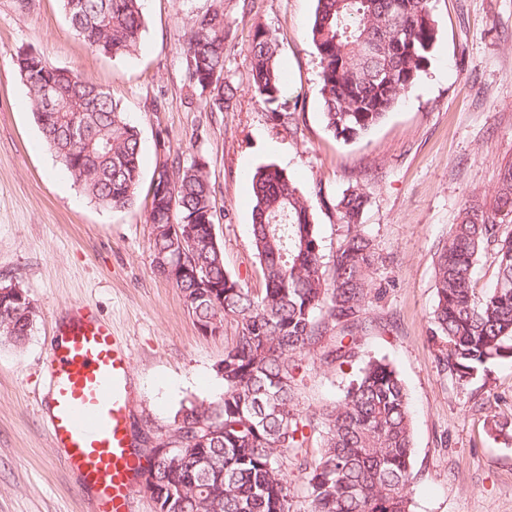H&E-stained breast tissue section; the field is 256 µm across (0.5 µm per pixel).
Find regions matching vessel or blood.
<instances>
[{
	"mask_svg": "<svg viewBox=\"0 0 512 512\" xmlns=\"http://www.w3.org/2000/svg\"><path fill=\"white\" fill-rule=\"evenodd\" d=\"M131 361L110 323L88 307L56 325L46 374L47 431L96 498L92 512H132L139 465L128 429Z\"/></svg>",
	"mask_w": 512,
	"mask_h": 512,
	"instance_id": "b4317fda",
	"label": "vessel or blood"
}]
</instances>
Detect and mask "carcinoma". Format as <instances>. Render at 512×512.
I'll return each instance as SVG.
<instances>
[{
	"mask_svg": "<svg viewBox=\"0 0 512 512\" xmlns=\"http://www.w3.org/2000/svg\"><path fill=\"white\" fill-rule=\"evenodd\" d=\"M72 31L114 56L137 51L145 29L142 0H61ZM306 37L319 58V93L326 128L343 141L376 126L416 86L437 40L430 0H316ZM224 3L215 0L185 40L188 82L209 92L210 111L229 108L237 88L224 80ZM272 31L255 30L247 48L248 91L282 125L278 110L287 78ZM14 64L26 82L41 132L84 193L103 208L132 205L141 181V138L121 106L73 70L39 54L19 52ZM68 95L65 110L43 112L46 85ZM78 123L82 133L73 138ZM252 244L265 288L253 295L224 266L220 241L207 224L221 211L212 199L202 158L185 164L165 156L149 183L148 224H196L192 256L199 278L173 281L199 325L214 318L235 325L218 369L224 394L191 401L174 415L161 449L137 456L138 471L155 475V512H295L291 472L303 475L309 512H412L413 426L407 390L385 358L362 357L373 268L378 256L361 228L368 194L347 187L335 201L345 233L324 269L316 224L296 182L273 165L252 176ZM512 162L500 168L492 195L475 192L460 209L435 264L432 338L461 382L488 362L512 359ZM496 246L495 287L479 294L472 269ZM155 272L174 257V242L150 233ZM35 308L0 298V343L23 346ZM357 365L336 401L310 413L297 401L296 370L305 361Z\"/></svg>",
	"mask_w": 512,
	"mask_h": 512,
	"instance_id": "obj_1",
	"label": "carcinoma"
}]
</instances>
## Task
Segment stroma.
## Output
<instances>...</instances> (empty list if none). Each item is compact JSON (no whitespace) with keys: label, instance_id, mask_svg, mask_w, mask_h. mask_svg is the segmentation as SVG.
Here are the masks:
<instances>
[{"label":"stroma","instance_id":"obj_1","mask_svg":"<svg viewBox=\"0 0 512 512\" xmlns=\"http://www.w3.org/2000/svg\"><path fill=\"white\" fill-rule=\"evenodd\" d=\"M213 0H144L137 52L115 57L74 34L60 0L19 9L0 0V282L23 288L37 313L24 346L0 344V512H87L90 496L53 448L40 402L56 319L85 304L131 352L129 428L168 434L182 403L224 392L216 367L234 335L202 332L178 288L154 270L149 200L100 207L44 140L12 58L41 54L109 91L141 132L142 178L161 153L204 158L224 215V265L243 287H264L252 246L251 176L275 165L309 197L325 258L343 227L332 201L349 185L369 194L361 223L379 260L360 351L386 358L408 393L414 429L412 512H512V361L487 364L459 385L430 338L434 268L472 193H492L512 161V0H432L438 39L416 88L365 136L343 142L322 120L319 59L302 32L316 0H224V78L238 92L209 112L189 83L182 45ZM277 38L288 75V125L247 89L256 28ZM163 148H156V137ZM351 379L307 364L303 408L317 411Z\"/></svg>","mask_w":512,"mask_h":512}]
</instances>
